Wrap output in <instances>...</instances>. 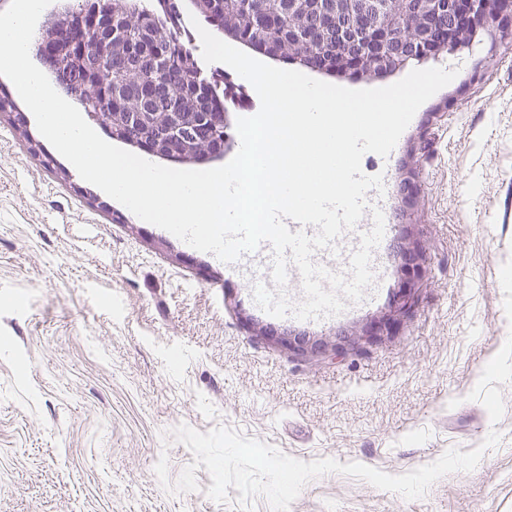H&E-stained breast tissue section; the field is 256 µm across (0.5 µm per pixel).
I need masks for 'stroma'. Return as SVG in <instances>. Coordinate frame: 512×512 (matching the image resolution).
Segmentation results:
<instances>
[{
  "instance_id": "35a3bbf8",
  "label": "stroma",
  "mask_w": 512,
  "mask_h": 512,
  "mask_svg": "<svg viewBox=\"0 0 512 512\" xmlns=\"http://www.w3.org/2000/svg\"><path fill=\"white\" fill-rule=\"evenodd\" d=\"M427 67L455 78L415 113L393 195L398 235L425 263L411 314L366 355L306 364L257 339L269 321L243 278L144 223L40 134L33 115L0 112V512H238L211 479L170 494L191 451L163 435L218 425L302 460L358 462L398 475L467 452L498 432L475 469L419 499L329 473L289 512H512V29L478 32ZM274 329L335 336L390 308Z\"/></svg>"
}]
</instances>
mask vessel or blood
Wrapping results in <instances>:
<instances>
[{
  "label": "vessel or blood",
  "mask_w": 512,
  "mask_h": 512,
  "mask_svg": "<svg viewBox=\"0 0 512 512\" xmlns=\"http://www.w3.org/2000/svg\"><path fill=\"white\" fill-rule=\"evenodd\" d=\"M395 170L394 156L377 158L375 165L363 166L362 171L369 176L379 175L383 178L382 190H370L366 195L367 207L358 224L345 230L330 248L331 264L338 274L348 275L350 256L357 250L360 237L369 232L374 225V211H381L384 218V234L380 242L373 248L370 267L373 272V282L365 291V301L378 298L384 287L389 284L392 271L398 265V246L395 239L396 224L393 218L391 201L393 197Z\"/></svg>",
  "instance_id": "b4317fda"
}]
</instances>
